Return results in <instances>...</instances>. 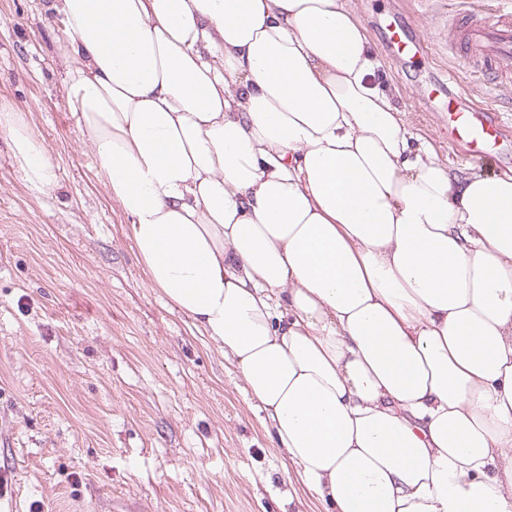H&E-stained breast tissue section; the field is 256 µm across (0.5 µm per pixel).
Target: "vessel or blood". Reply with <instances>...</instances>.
<instances>
[{
  "instance_id": "1",
  "label": "vessel or blood",
  "mask_w": 512,
  "mask_h": 512,
  "mask_svg": "<svg viewBox=\"0 0 512 512\" xmlns=\"http://www.w3.org/2000/svg\"><path fill=\"white\" fill-rule=\"evenodd\" d=\"M464 36L454 45L456 57L485 74L500 72L512 60V11L502 12L497 21L486 22L479 15H468ZM386 46L400 59L423 52V42L413 35L401 19L385 25ZM436 101L448 109V144L468 162L483 160L488 149L503 141L507 123L501 116L471 103L466 94L452 90L445 82L432 88Z\"/></svg>"
}]
</instances>
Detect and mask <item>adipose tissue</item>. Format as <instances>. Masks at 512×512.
<instances>
[{"instance_id": "adipose-tissue-1", "label": "adipose tissue", "mask_w": 512, "mask_h": 512, "mask_svg": "<svg viewBox=\"0 0 512 512\" xmlns=\"http://www.w3.org/2000/svg\"><path fill=\"white\" fill-rule=\"evenodd\" d=\"M150 287L336 512H512V174L410 131L352 0H45ZM22 180L56 165L15 112Z\"/></svg>"}]
</instances>
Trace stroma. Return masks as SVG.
Returning <instances> with one entry per match:
<instances>
[{"instance_id": "35a3bbf8", "label": "stroma", "mask_w": 512, "mask_h": 512, "mask_svg": "<svg viewBox=\"0 0 512 512\" xmlns=\"http://www.w3.org/2000/svg\"><path fill=\"white\" fill-rule=\"evenodd\" d=\"M382 76L450 169L512 170V139L457 159L422 88L466 89L512 118V83L490 87L446 48L448 17L512 0H354ZM399 15L429 54L400 64L379 24ZM56 28L42 0H0V103L23 112L59 181L28 188L0 136V512H332L307 492L230 360L150 288L128 217L96 174L69 112Z\"/></svg>"}]
</instances>
